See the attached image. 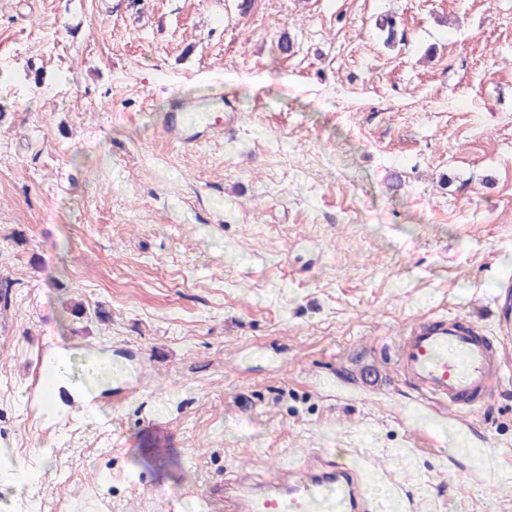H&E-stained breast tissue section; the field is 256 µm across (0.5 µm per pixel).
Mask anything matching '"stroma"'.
<instances>
[{"instance_id": "stroma-1", "label": "stroma", "mask_w": 512, "mask_h": 512, "mask_svg": "<svg viewBox=\"0 0 512 512\" xmlns=\"http://www.w3.org/2000/svg\"><path fill=\"white\" fill-rule=\"evenodd\" d=\"M210 96L237 123L171 144ZM1 278L0 512H209L330 460L372 512H512V346L460 413L397 355L498 335L512 0H0ZM44 351L81 419L29 410ZM189 112H194L192 106L179 104L159 117V124L166 136L182 147L198 145L206 134H223L224 127L232 126L238 119L235 112H226L224 123H217L209 117L192 120Z\"/></svg>"}]
</instances>
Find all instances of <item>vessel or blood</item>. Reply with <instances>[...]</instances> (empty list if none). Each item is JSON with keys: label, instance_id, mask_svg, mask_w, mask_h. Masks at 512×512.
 Returning a JSON list of instances; mask_svg holds the SVG:
<instances>
[{"label": "vessel or blood", "instance_id": "1", "mask_svg": "<svg viewBox=\"0 0 512 512\" xmlns=\"http://www.w3.org/2000/svg\"><path fill=\"white\" fill-rule=\"evenodd\" d=\"M189 112V105L180 104L159 118L166 136L183 147L198 145L205 135L223 133L238 119L236 113L229 112L221 123L208 117L194 120ZM495 307L502 335H511L512 292L505 290L496 296ZM401 359L421 398L451 406L463 405L465 398L484 393L492 374L502 367L493 342L474 321L464 318L417 322L403 341ZM59 379L54 358H43L30 394L42 414L57 412ZM330 490L342 499L347 512H369L370 502L358 475L332 463L308 467L260 491L228 482L217 489L213 500L219 512H313L316 502Z\"/></svg>", "mask_w": 512, "mask_h": 512}]
</instances>
